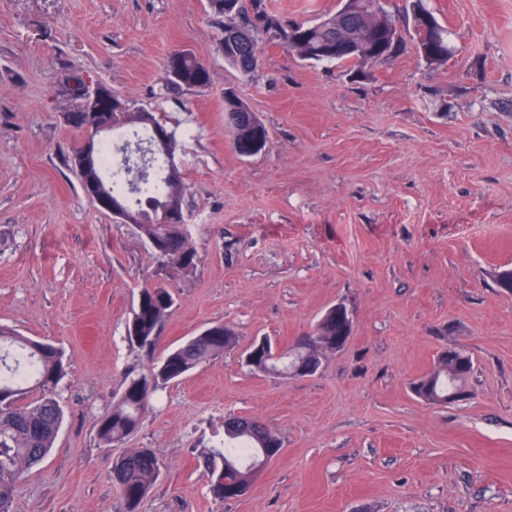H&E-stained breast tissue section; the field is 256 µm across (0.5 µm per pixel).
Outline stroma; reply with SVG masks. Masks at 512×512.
<instances>
[{
  "instance_id": "obj_1",
  "label": "stroma",
  "mask_w": 512,
  "mask_h": 512,
  "mask_svg": "<svg viewBox=\"0 0 512 512\" xmlns=\"http://www.w3.org/2000/svg\"><path fill=\"white\" fill-rule=\"evenodd\" d=\"M454 51L427 64L413 39L360 74L277 44L245 76L217 44L207 0H0V325L62 347L64 421L14 512H123L117 460L161 464L140 512H512V0H423ZM191 52L205 85L166 86ZM77 73L153 112L178 146L195 270L155 352L127 323L157 261L137 228L86 196L72 165ZM234 90L267 127L242 157L224 123ZM344 304L354 328L310 377L251 371V345L285 349ZM223 355L163 389L123 443L100 415L127 377L209 323ZM475 367L469 399L411 389L443 349ZM261 420L279 455L217 503L196 463L227 415Z\"/></svg>"
}]
</instances>
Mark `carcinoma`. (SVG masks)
<instances>
[{"label":"carcinoma","instance_id":"carcinoma-1","mask_svg":"<svg viewBox=\"0 0 512 512\" xmlns=\"http://www.w3.org/2000/svg\"><path fill=\"white\" fill-rule=\"evenodd\" d=\"M340 5L332 15L298 23L270 12L265 0H234L228 14L224 13V0H208L209 14L224 19V37L218 51L234 38L236 50L224 61L243 75L255 72L261 64L262 47L254 36L256 32L315 63L339 62L364 68L398 52L403 43L402 29L385 10L383 0H351L348 9L343 8L345 0H340ZM410 10L419 56L429 65L447 62L451 55L448 29L425 8L423 0H410ZM207 80L206 67L190 52L179 60L177 75L167 76L173 90L202 86ZM227 92L230 96L224 97V122L233 133L232 148L247 156L245 147L255 142L267 144L269 131L233 89ZM126 113L136 143L150 150L154 178L140 185L135 198H128V174L133 167L124 160L111 165L108 154L116 153V148L103 139L95 146L96 165L91 173L96 179L104 170L112 173L105 186L112 197L130 209L136 228L158 262L156 279L141 288L127 323L128 336L140 347L153 351L161 325L174 305L170 277L192 272L197 265V250L187 229L166 223L168 214H184L182 174H169L164 162L167 151L176 149L177 143L159 144L151 129L138 124L140 112L128 108ZM99 118L98 113L83 109L70 113L68 121L82 128L96 125ZM344 335V319L332 307L311 335L277 355L267 340L254 343L247 353L249 366L254 371L286 376L308 363L305 348L323 345L334 349L336 339ZM234 341L232 327L222 321L212 322L199 335L164 353L148 373L129 378L112 407L99 419L100 443L105 447L118 445L135 433L159 390L223 354ZM473 369L468 353L446 351L432 372L413 382V391L430 404L448 403L450 386L463 398ZM66 372L61 347L0 327V512H13L16 488L53 447L64 420V411L53 392ZM31 387L42 391L41 399L20 403ZM281 449V441L262 422L238 415L224 417V438L200 450L209 493L219 503L241 496L248 482L246 467L273 459ZM159 469L158 458L148 448L129 453L116 463L112 478L121 491L125 512H139Z\"/></svg>","mask_w":512,"mask_h":512}]
</instances>
